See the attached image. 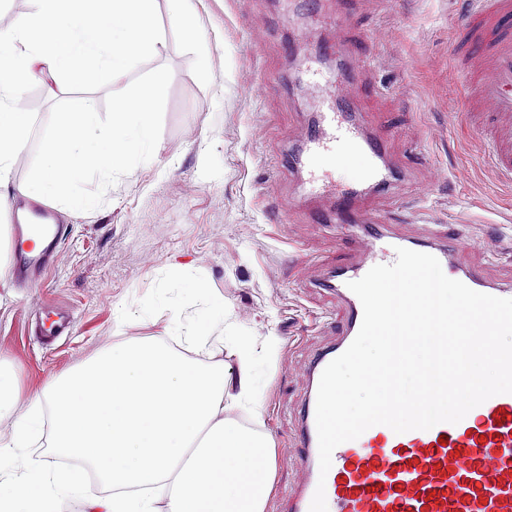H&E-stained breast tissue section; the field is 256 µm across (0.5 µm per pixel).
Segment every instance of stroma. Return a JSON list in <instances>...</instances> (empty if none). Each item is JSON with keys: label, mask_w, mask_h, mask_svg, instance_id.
<instances>
[{"label": "stroma", "mask_w": 512, "mask_h": 512, "mask_svg": "<svg viewBox=\"0 0 512 512\" xmlns=\"http://www.w3.org/2000/svg\"><path fill=\"white\" fill-rule=\"evenodd\" d=\"M468 0H191L197 40L156 23L160 55L139 59L140 74L169 67L160 150L121 177L95 212L66 217L57 263L32 288L16 286L13 212L0 210V363L18 377L16 413L50 379L93 359L121 339L165 335L180 310L223 301L238 335L259 355L250 370L223 350L231 380L249 373L264 401L262 431L274 441L275 467L265 512H286L302 473L295 446L313 355L336 339L338 301L318 283L317 260L362 257V222L344 231L309 220L318 201L302 195L301 173L284 158L323 102L309 60L352 65L366 49L349 107L386 141L398 178L391 193L360 200L408 235L430 232L457 245L456 259L494 283L512 281V183L488 164L468 129L465 76L452 46ZM107 88L93 82L47 88L31 82L24 107L40 131L53 104L84 98L103 108ZM295 201L291 221L279 198ZM74 318L53 346L30 338L58 308ZM277 337L273 354L264 351ZM52 421L0 459V477L23 471L48 451Z\"/></svg>", "instance_id": "1"}]
</instances>
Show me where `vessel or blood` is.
I'll return each mask as SVG.
<instances>
[{"instance_id": "b4317fda", "label": "vessel or blood", "mask_w": 512, "mask_h": 512, "mask_svg": "<svg viewBox=\"0 0 512 512\" xmlns=\"http://www.w3.org/2000/svg\"><path fill=\"white\" fill-rule=\"evenodd\" d=\"M459 68L466 76L465 96L477 116L470 126L487 144V161L503 179L512 181V0H474L459 24ZM385 140L372 136L352 114L321 112L294 158L307 174L308 191L329 203L314 214V223H344L353 202L363 193L383 196L393 184V171L383 165ZM357 160V185L336 186L328 177L337 156ZM34 228L15 231L16 259L12 276L34 281L51 263L64 236L55 224L51 241L36 248ZM366 255L338 263L322 283L343 306V323L335 344L316 352L307 368L309 394L299 413L297 450L305 461L288 512H309L317 486H324L328 512H512V394L496 395L474 407L458 423L428 430L395 433L385 425L367 429L358 439L337 446L327 475L319 473L315 421L319 380L325 367L356 337L363 318L349 282L378 264L396 260L403 247L435 256L449 278L497 297L512 298V285L485 280L475 268L459 264L452 241L435 235L414 238L392 225L371 220Z\"/></svg>"}]
</instances>
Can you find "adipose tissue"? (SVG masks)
<instances>
[{
  "label": "adipose tissue",
  "instance_id": "ef3b65f1",
  "mask_svg": "<svg viewBox=\"0 0 512 512\" xmlns=\"http://www.w3.org/2000/svg\"><path fill=\"white\" fill-rule=\"evenodd\" d=\"M189 2L37 0L34 13L0 27V186L28 147L30 82L115 85L137 59L159 54L158 4L183 29ZM223 319L219 306L192 320L183 352L155 337L113 344L52 379L20 414L16 373L0 365V414L15 413L16 434L27 439L50 408L52 447L89 465L109 489L81 499L80 512H265L274 443L258 429L262 397L249 378L231 390L223 359L204 355ZM241 410L250 425L235 420ZM77 491L75 474L36 461L0 482V512H31Z\"/></svg>",
  "mask_w": 512,
  "mask_h": 512
}]
</instances>
